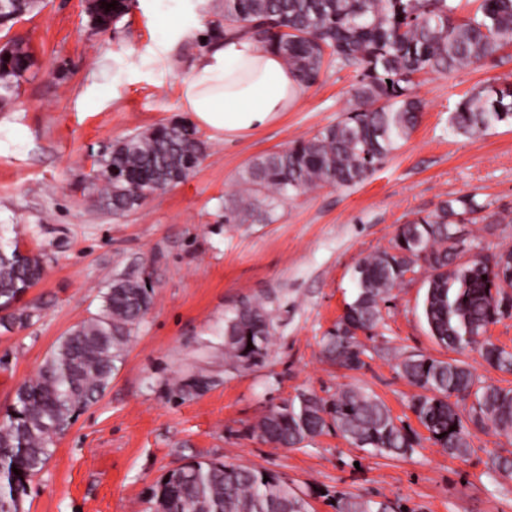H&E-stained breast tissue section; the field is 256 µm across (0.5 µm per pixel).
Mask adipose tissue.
Here are the masks:
<instances>
[{
	"label": "adipose tissue",
	"mask_w": 512,
	"mask_h": 512,
	"mask_svg": "<svg viewBox=\"0 0 512 512\" xmlns=\"http://www.w3.org/2000/svg\"><path fill=\"white\" fill-rule=\"evenodd\" d=\"M301 92L284 59L246 36L227 38L209 51L183 89L193 122L228 139L248 137L274 123Z\"/></svg>",
	"instance_id": "obj_1"
}]
</instances>
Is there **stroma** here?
Masks as SVG:
<instances>
[{
	"mask_svg": "<svg viewBox=\"0 0 512 512\" xmlns=\"http://www.w3.org/2000/svg\"><path fill=\"white\" fill-rule=\"evenodd\" d=\"M219 4L132 0L104 29L86 0H42L38 12L0 30V43L23 37L35 59L18 95L0 103V123L24 140L0 152V225L45 263L25 296L40 306L39 319L0 328V415L57 339L97 313L113 278L145 276L153 288L110 385L55 437L23 512H151L158 481L209 459L286 478L313 512H335L338 491L397 500L413 512H512V480L485 465L488 451L512 450V439L490 430L477 433L478 452L466 461L426 440L409 458L387 459L333 431L298 448L274 447L251 431L270 406L299 392L326 397L345 387L378 396L414 423L407 408L414 389L397 374L394 354L452 356L427 332L424 273L384 308L379 352L367 368L331 365L322 338L351 297L354 266L388 247L397 225L463 193L512 208V125L465 138L448 122L465 95L512 82V46L497 63L419 76L422 119L381 169L353 187L290 196L272 220L225 223L224 201L242 190L255 157L347 111L351 70L324 66L288 112L250 137L201 129L209 149L200 167L137 211L116 217L91 206L85 188L97 156L129 134L186 117L183 85L209 49L204 39ZM256 299L276 314L268 356L256 366L230 364L224 317ZM202 369L216 377L210 389L176 397L175 384Z\"/></svg>",
	"mask_w": 512,
	"mask_h": 512,
	"instance_id": "35a3bbf8",
	"label": "stroma"
}]
</instances>
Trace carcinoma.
I'll return each instance as SVG.
<instances>
[{"instance_id":"obj_1","label":"carcinoma","mask_w":512,"mask_h":512,"mask_svg":"<svg viewBox=\"0 0 512 512\" xmlns=\"http://www.w3.org/2000/svg\"><path fill=\"white\" fill-rule=\"evenodd\" d=\"M116 2L111 8L106 4ZM470 16L457 15L455 0H224L213 23L210 45L230 35H247L263 49L280 53L302 86L314 85L325 63L355 73L352 106L340 119L287 148L255 157L245 169V188L224 203V223L271 217L279 201L323 187L365 182L419 124L422 101L415 77L458 70L501 58L512 44V0H472ZM39 0H15L4 10L32 13ZM129 9V0H98L96 15L106 25ZM0 57V101L18 95L19 79L33 65L28 46L14 40ZM512 124V84L481 88L449 115L456 134L472 138L499 124ZM208 145L196 128L162 122L115 141L94 162L88 196L123 216L154 194L173 188L206 158ZM512 224V210L491 208L474 193L440 202L396 227L389 247L360 260L354 291L334 327L323 336L324 353L347 370L366 367V341L377 336L382 308L407 275L424 270L423 317L430 336L462 353L475 351L491 369L512 373V350L494 343L490 327L512 318V249L462 260L466 240L459 225ZM43 260L0 235V327L29 325L37 308L21 301L42 278ZM152 304L151 288L138 278H117L101 293L98 313L60 337L37 375L15 391L0 420V512H21L33 478L52 456V431H64L97 402L112 381L115 362L128 337ZM275 330L262 301L245 302L224 319V358L241 366L264 362ZM397 373L418 392L408 409L426 437L392 415L377 397L354 388L328 398L302 393L269 408L253 426L262 441L296 448L327 431L350 445L389 458H404L426 439L448 457L476 454L473 431L492 428L512 437V387L489 384L461 359L416 354L396 364ZM213 385L199 371L174 389L181 399ZM487 468L512 479V455L487 452ZM18 472H13V469ZM153 512H310L309 502L268 471L224 461H192L170 471L151 489ZM336 512H408L392 501L336 493Z\"/></svg>"}]
</instances>
